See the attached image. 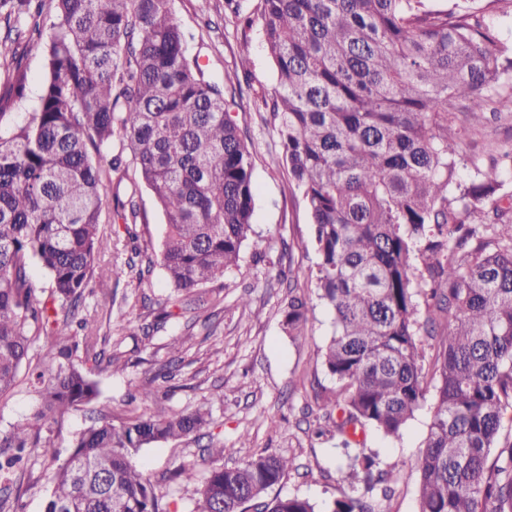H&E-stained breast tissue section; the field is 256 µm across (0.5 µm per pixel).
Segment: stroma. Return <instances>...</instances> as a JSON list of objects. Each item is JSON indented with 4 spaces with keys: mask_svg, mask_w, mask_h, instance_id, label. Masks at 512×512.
<instances>
[{
    "mask_svg": "<svg viewBox=\"0 0 512 512\" xmlns=\"http://www.w3.org/2000/svg\"><path fill=\"white\" fill-rule=\"evenodd\" d=\"M174 10L189 37V54L208 63L217 79H230L248 104L247 109H233L232 115L254 145V233L242 249L238 268L225 277L220 303L210 314L188 311L178 322L153 331L158 305L170 293L157 265L144 279L120 278L111 313L98 311L97 296L87 295L83 312L95 315L100 325L97 352L120 356L127 366L120 372L108 368L98 372L99 395L92 408L66 414L61 430L51 435L56 462L68 458L76 438L90 424L91 410L111 413L116 423L153 410L152 402L137 399L135 393L161 364L169 362L175 377L167 384L166 409L201 408L212 416L207 436L161 442L141 449L133 458L145 477L166 491L170 512H192L197 494L195 485L169 483V473L183 463L207 469V445L212 440L223 443L228 467L264 451L288 457L292 467L276 493L299 495L321 507L345 490L335 472V440L314 434L319 396L323 389L336 386L322 365L333 315L308 277L309 267L317 261L310 216L281 162L276 131L262 108L263 100L272 98L277 87L274 65L260 25L237 29L225 0H174ZM245 41L250 44L246 65L239 59ZM473 112L485 113V122L471 125ZM451 126L463 134L464 176L473 175V162L486 164L512 149V110L488 96L458 102ZM117 190L123 197L134 195L139 244L151 258H158L165 221L153 192L130 171ZM292 292L306 295L309 305L307 328L297 341L283 325L284 303ZM175 334L185 339L176 358L167 347ZM433 410V398H426L400 438L373 436L367 441L396 479L392 512H418L417 459ZM56 462H49L42 449H30L24 471L0 490V512H44Z\"/></svg>",
    "mask_w": 512,
    "mask_h": 512,
    "instance_id": "1",
    "label": "stroma"
}]
</instances>
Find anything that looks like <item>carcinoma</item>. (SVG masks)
<instances>
[{"mask_svg": "<svg viewBox=\"0 0 512 512\" xmlns=\"http://www.w3.org/2000/svg\"><path fill=\"white\" fill-rule=\"evenodd\" d=\"M50 2L46 15L45 0H0L11 51L0 83V399L23 368L39 399L0 435L5 479L29 448L57 459L42 431L99 394L81 357L97 339L95 320L79 317L85 292L151 269L129 224L124 266L98 262L104 207L137 217L134 196L112 193L106 175L122 166L119 154L106 159L114 138L165 219L171 309L155 328L216 307L207 285L239 266L254 232L252 155L228 112L235 88L190 56L173 0ZM256 12L278 85L263 104L311 216V277L334 314L322 364L336 390L322 397L315 435L336 437L349 492L326 512H391L392 472L366 442L399 437L430 391L419 512H512V438L501 435L512 410V153L464 178L449 117L512 75V46L493 48L476 0H258ZM33 46L45 61L40 92L16 123ZM34 264L50 279L44 300ZM425 286L442 326L421 316ZM73 320L82 335L58 330ZM307 322L306 299L288 294V336ZM41 335L52 341L34 363ZM423 335L437 344L429 376ZM168 378L160 369L140 397L158 399ZM211 423L202 409L118 425L99 414L56 468L45 512H169L132 456ZM290 467L264 452L202 474L182 465L174 478L197 485L193 512H317L298 495L270 496Z\"/></svg>", "mask_w": 512, "mask_h": 512, "instance_id": "1", "label": "carcinoma"}]
</instances>
